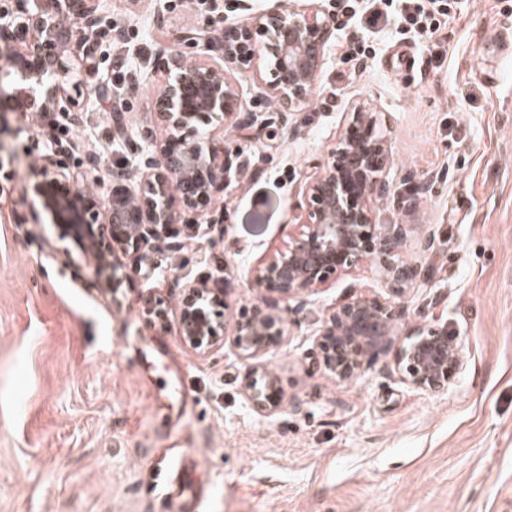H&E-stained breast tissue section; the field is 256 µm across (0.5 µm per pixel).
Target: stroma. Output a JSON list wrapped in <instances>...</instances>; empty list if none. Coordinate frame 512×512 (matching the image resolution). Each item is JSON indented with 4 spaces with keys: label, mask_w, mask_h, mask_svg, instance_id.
Returning a JSON list of instances; mask_svg holds the SVG:
<instances>
[{
    "label": "stroma",
    "mask_w": 512,
    "mask_h": 512,
    "mask_svg": "<svg viewBox=\"0 0 512 512\" xmlns=\"http://www.w3.org/2000/svg\"><path fill=\"white\" fill-rule=\"evenodd\" d=\"M237 8L108 0L91 35V82L107 86L117 113L90 92L64 135L0 106V512H175L168 483L185 454L209 484L198 512H512V53L485 46L494 32L512 41V0H458L436 72L411 35L390 37L358 68L328 43L316 95L290 112L262 109V136L224 126L251 164L186 220L226 230L198 248L149 251L152 279L118 256L127 283L111 294L80 250L36 220L22 192L26 155L53 140L90 189L137 182L165 135L150 112L167 79L150 67L159 42L204 26L220 36ZM359 101L392 154L377 223L436 229L435 256L417 237L406 244L425 270L401 301L406 323L447 322L467 368L441 394L399 383L392 345L350 385L316 368L313 332L349 285L386 291L367 265L304 307L281 302L284 342L260 357L283 394L269 416L244 394L250 362L231 333L204 355L183 345L178 286L223 280L229 267L230 307L260 303L247 271L286 240L301 185ZM146 293L164 299L166 327L143 318Z\"/></svg>",
    "instance_id": "1"
}]
</instances>
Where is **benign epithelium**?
<instances>
[{"instance_id":"benign-epithelium-1","label":"benign epithelium","mask_w":512,"mask_h":512,"mask_svg":"<svg viewBox=\"0 0 512 512\" xmlns=\"http://www.w3.org/2000/svg\"><path fill=\"white\" fill-rule=\"evenodd\" d=\"M104 0H17L15 10L0 14V43L22 40L9 56L10 98L17 108L41 113L69 112L84 95L78 69L94 54L88 32L96 26ZM246 22L224 24L213 37L206 28L187 32L182 41L202 45V58L192 62L173 45L159 48L153 68L177 71L174 81L154 97L156 122L168 130L156 143L155 157L140 169L139 183L114 186L107 195L83 190L85 174L63 166L61 149L50 142L42 156L39 179L24 187L51 218L62 239L89 255L104 287L121 286L112 253L120 249L137 263L145 248L180 250L212 230L210 224H183L185 214L226 190L232 176L249 159L202 134L199 124L219 125L243 110L234 73L246 72L251 86L265 99L288 108L311 95L324 64V51L336 37V15L316 0H292L286 10L250 12ZM376 113L357 104L343 113L341 130L323 159L314 165L301 189L299 214L289 221L288 241L261 258L250 270L264 292L262 303L232 315L221 293L206 280L187 282L178 302L183 344L199 355L210 352L227 327L242 356L255 358L279 347L284 321L278 302L303 304L331 280L365 265L381 272L390 297L362 286L334 308L315 337L322 371L338 384H351L363 374L364 362L386 348L397 334L399 303L418 276L405 245L411 225L376 224L373 205L391 195L383 173L390 151L376 133ZM141 313L150 324H164L165 303L152 295ZM395 372L412 390L442 393L463 373L467 355L448 324H417L399 339ZM243 389L253 407L274 414L283 397L278 378L263 364L250 367Z\"/></svg>"}]
</instances>
